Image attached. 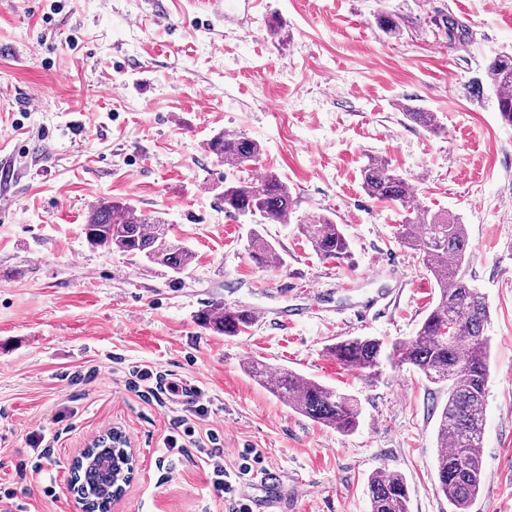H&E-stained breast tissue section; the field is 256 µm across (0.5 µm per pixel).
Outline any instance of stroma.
Masks as SVG:
<instances>
[{
  "mask_svg": "<svg viewBox=\"0 0 512 512\" xmlns=\"http://www.w3.org/2000/svg\"><path fill=\"white\" fill-rule=\"evenodd\" d=\"M0 0V488L22 512H77L71 463L95 436L125 434L136 454L114 512H232L207 474L169 469L168 410L127 382L155 366L212 401L210 425L235 471L245 448L276 470L288 512H369V478L401 474L410 512H448L436 469L447 389L383 364L365 379L329 345L414 336L437 290L418 251L397 238L399 212L371 199L361 169L382 157L425 209L467 227L468 280L488 301L491 377L483 482L470 512H512V127L484 80L512 52V0ZM394 14L397 36L376 24ZM279 16L280 38L267 32ZM463 30L448 36L449 22ZM434 113L428 132L401 112ZM225 132L263 147L258 172L289 186L287 224L225 215L232 175L209 153ZM162 217L193 258L181 272L91 246L82 231L100 199ZM341 224L351 256L321 259L297 228ZM261 228L285 260L246 250ZM375 300L373 312L357 308ZM261 309L227 337L199 315L216 305ZM259 362L354 396L342 433L295 412L247 371ZM58 436L37 458L31 432ZM54 486L55 497L44 493Z\"/></svg>",
  "mask_w": 512,
  "mask_h": 512,
  "instance_id": "stroma-1",
  "label": "stroma"
}]
</instances>
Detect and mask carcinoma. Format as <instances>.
Instances as JSON below:
<instances>
[{
	"label": "carcinoma",
	"mask_w": 512,
	"mask_h": 512,
	"mask_svg": "<svg viewBox=\"0 0 512 512\" xmlns=\"http://www.w3.org/2000/svg\"><path fill=\"white\" fill-rule=\"evenodd\" d=\"M485 79L494 90L497 111L503 124L512 126V53L490 59ZM404 116L427 130L437 129L434 113L407 104ZM208 150L236 172H250L263 154L256 141L242 135L218 134ZM366 194L394 203L402 210L398 241L422 254L426 270L437 286V298L415 336L394 342L390 349L370 336L343 339L329 347L339 364L365 376H374L381 364L396 360L408 365L434 384H448V401L440 412L437 439L441 450L436 459L439 488L448 499L450 512H470L483 480L482 447L486 414V391L491 376L490 339L484 335L490 313L485 296L465 279L463 267L469 260L465 225L456 219L433 214L417 206L411 185L386 160L373 158L361 170ZM229 217L259 216L276 224H288L293 198L288 184L271 171L260 182L252 177L224 180L221 195ZM313 250L328 260H344L350 243L339 225L319 217L299 225ZM86 239L96 247L140 255L175 273L191 262V252L172 241L169 227L159 218L137 213L130 203L100 200L83 225ZM250 257L257 263L281 268L285 260L257 230L248 240ZM204 325L224 336H240L254 323L248 309L221 305L202 315ZM253 377L264 383L288 405L315 422L350 432L358 423L356 400L293 371L271 373L259 363L250 366ZM113 453H98L96 463L80 472L86 512H103V496L112 486ZM370 512H409V494L402 475L385 469L374 471L369 481Z\"/></svg>",
	"instance_id": "obj_1"
}]
</instances>
